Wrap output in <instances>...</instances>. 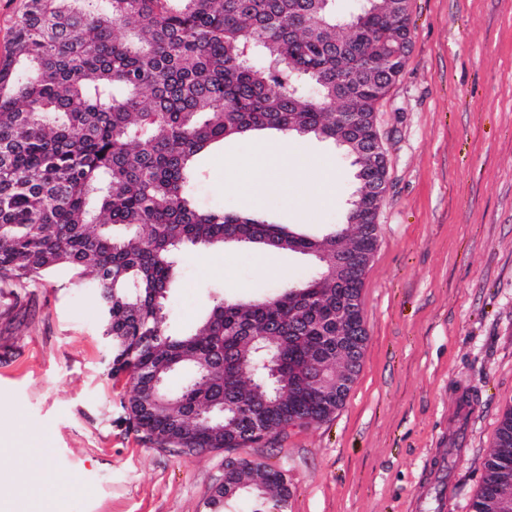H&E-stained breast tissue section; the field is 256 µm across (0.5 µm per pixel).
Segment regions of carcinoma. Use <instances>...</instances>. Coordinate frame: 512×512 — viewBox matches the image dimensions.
<instances>
[{
	"instance_id": "obj_1",
	"label": "carcinoma",
	"mask_w": 512,
	"mask_h": 512,
	"mask_svg": "<svg viewBox=\"0 0 512 512\" xmlns=\"http://www.w3.org/2000/svg\"><path fill=\"white\" fill-rule=\"evenodd\" d=\"M337 29L328 12L301 0H28L0 64V282L23 285L61 268L97 291L108 379L130 376L128 422L174 454L246 448L282 432L299 414L326 420L350 390L367 341L336 334V297L361 299L366 270L334 282L335 232L315 235L265 217L198 209L197 156L254 131L323 139L342 134L339 113L374 112L385 88H353L387 63L385 47L408 30L409 14L363 9ZM309 27L342 42V54L301 47ZM245 236L256 247L315 259L311 280L271 299L218 298L184 336L165 333L176 253ZM348 245L374 241L355 227ZM325 368L332 391L314 397L309 375ZM188 372L177 393L149 394L147 377ZM216 429L198 416L220 404ZM512 408L501 418L471 512L512 500ZM257 496L281 509L283 475L260 465L229 469L211 497Z\"/></svg>"
}]
</instances>
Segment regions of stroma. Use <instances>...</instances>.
<instances>
[{"instance_id":"stroma-1","label":"stroma","mask_w":512,"mask_h":512,"mask_svg":"<svg viewBox=\"0 0 512 512\" xmlns=\"http://www.w3.org/2000/svg\"><path fill=\"white\" fill-rule=\"evenodd\" d=\"M387 159L378 242L364 277L360 371L329 419L261 443L176 456L128 420L133 381L108 380L92 289L60 271L0 284V476L49 460L67 491L55 512H207L228 464L281 472L285 512H471L503 412L512 407V0H410V50L376 112ZM299 155L332 163L330 201L300 211L310 175L250 204L254 140H226L199 160V208L255 213L311 233L343 221L356 167L333 142L289 136ZM165 329L182 336L215 293L264 298L307 279L306 256L227 243L187 250ZM469 404H462V394Z\"/></svg>"}]
</instances>
